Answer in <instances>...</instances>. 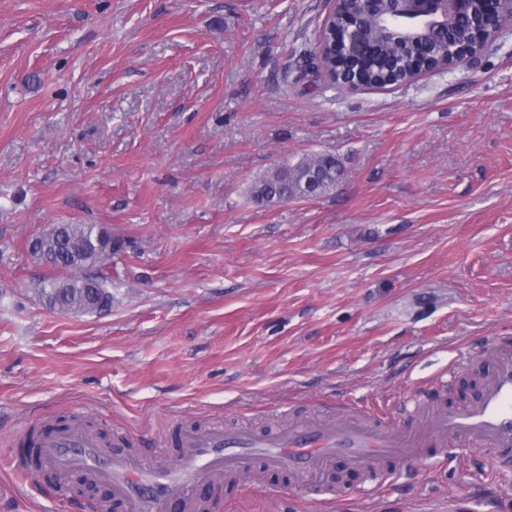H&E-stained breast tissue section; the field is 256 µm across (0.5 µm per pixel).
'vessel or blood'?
<instances>
[{
    "instance_id": "b4317fda",
    "label": "vessel or blood",
    "mask_w": 512,
    "mask_h": 512,
    "mask_svg": "<svg viewBox=\"0 0 512 512\" xmlns=\"http://www.w3.org/2000/svg\"><path fill=\"white\" fill-rule=\"evenodd\" d=\"M493 369L478 397L462 407H442L414 427L393 419L365 422L358 417H305L273 434L189 428L179 434L177 464L148 467L139 459L101 450L98 438L81 427L44 431L40 457L56 472L83 473L108 486L125 512H167L181 502L191 512L196 487L215 476L237 472L244 461L260 456L267 469H288L302 489L320 496L336 462L372 474L422 459L430 449L446 450L449 440L494 452H512V348L497 343L484 351Z\"/></svg>"
}]
</instances>
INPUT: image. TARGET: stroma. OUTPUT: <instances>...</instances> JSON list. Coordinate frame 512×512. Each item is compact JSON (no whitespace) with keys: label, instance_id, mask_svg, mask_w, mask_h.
<instances>
[{"label":"stroma","instance_id":"obj_1","mask_svg":"<svg viewBox=\"0 0 512 512\" xmlns=\"http://www.w3.org/2000/svg\"><path fill=\"white\" fill-rule=\"evenodd\" d=\"M330 0H0V512L105 490L17 468L20 431L91 422L154 465L180 428L464 404L512 346V26L477 64L382 90L306 73ZM344 162L336 191L258 202L263 173ZM102 224L112 307L61 313L28 242ZM212 487V512H512V453L461 442L335 503L287 471Z\"/></svg>","mask_w":512,"mask_h":512}]
</instances>
